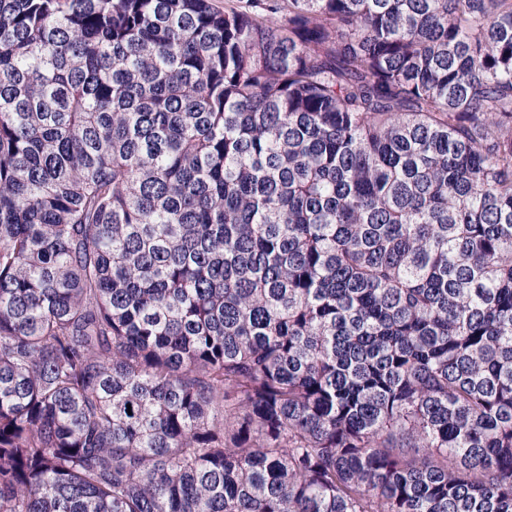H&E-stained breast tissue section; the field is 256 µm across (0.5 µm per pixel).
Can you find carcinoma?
<instances>
[{"label": "carcinoma", "mask_w": 512, "mask_h": 512, "mask_svg": "<svg viewBox=\"0 0 512 512\" xmlns=\"http://www.w3.org/2000/svg\"><path fill=\"white\" fill-rule=\"evenodd\" d=\"M0 512H512V0H0Z\"/></svg>", "instance_id": "cac0c4a2"}]
</instances>
